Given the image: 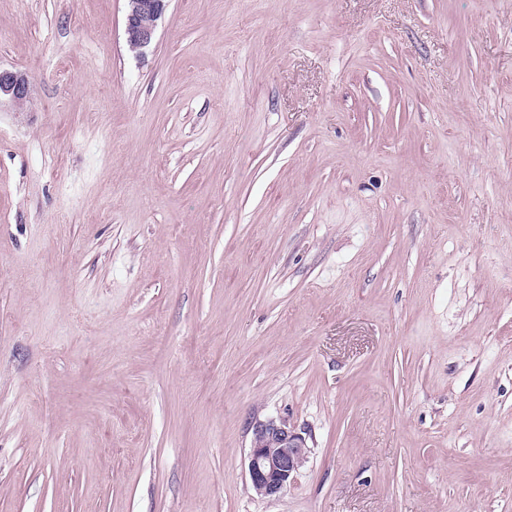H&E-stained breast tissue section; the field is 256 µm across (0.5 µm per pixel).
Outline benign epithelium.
Here are the masks:
<instances>
[{
  "instance_id": "7a95c632",
  "label": "benign epithelium",
  "mask_w": 512,
  "mask_h": 512,
  "mask_svg": "<svg viewBox=\"0 0 512 512\" xmlns=\"http://www.w3.org/2000/svg\"><path fill=\"white\" fill-rule=\"evenodd\" d=\"M125 36L130 52L141 55L153 43L168 0H126ZM23 110L30 102L29 81L18 71L0 69V101ZM307 459L305 437L286 419L256 423L248 456L250 487L261 498H277Z\"/></svg>"
}]
</instances>
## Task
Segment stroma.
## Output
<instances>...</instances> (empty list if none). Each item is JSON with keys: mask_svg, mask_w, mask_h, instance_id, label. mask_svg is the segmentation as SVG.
Here are the masks:
<instances>
[{"mask_svg": "<svg viewBox=\"0 0 512 512\" xmlns=\"http://www.w3.org/2000/svg\"><path fill=\"white\" fill-rule=\"evenodd\" d=\"M124 13L0 0V512H512V0ZM125 36L130 52L142 55L153 43L168 0H125ZM6 100L18 110L30 102L29 81L24 73L0 68V104ZM307 459L305 437L286 419L256 423L248 456L250 487L261 498H277Z\"/></svg>", "mask_w": 512, "mask_h": 512, "instance_id": "stroma-1", "label": "stroma"}]
</instances>
